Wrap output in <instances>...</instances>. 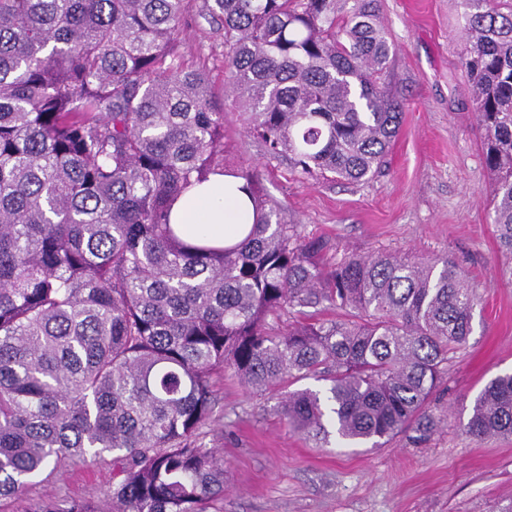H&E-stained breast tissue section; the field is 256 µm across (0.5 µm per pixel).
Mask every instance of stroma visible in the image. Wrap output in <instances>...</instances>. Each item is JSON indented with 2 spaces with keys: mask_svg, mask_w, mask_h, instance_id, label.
I'll use <instances>...</instances> for the list:
<instances>
[{
  "mask_svg": "<svg viewBox=\"0 0 512 512\" xmlns=\"http://www.w3.org/2000/svg\"><path fill=\"white\" fill-rule=\"evenodd\" d=\"M201 6L190 2L181 51L188 63L205 65L224 112L225 166L259 170L281 223L327 242L331 254L445 256L480 296L473 333L449 360L433 402L442 422L420 444L400 435L382 448L316 447L289 429L274 398L225 375L215 405L224 428L203 437L223 452L224 512H497L512 499V437L477 439L464 426L481 389L512 372V282L502 274L507 260L490 219L456 0H381L393 44L391 85L404 110L385 168L353 184L305 178L246 135L225 84L222 39ZM111 484L109 462L65 463L29 494L100 497Z\"/></svg>",
  "mask_w": 512,
  "mask_h": 512,
  "instance_id": "35a3bbf8",
  "label": "stroma"
}]
</instances>
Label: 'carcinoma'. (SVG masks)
<instances>
[{
  "label": "carcinoma",
  "mask_w": 512,
  "mask_h": 512,
  "mask_svg": "<svg viewBox=\"0 0 512 512\" xmlns=\"http://www.w3.org/2000/svg\"><path fill=\"white\" fill-rule=\"evenodd\" d=\"M462 66L512 257V0H458ZM190 0H0V499L58 465L111 457L102 500L24 512H210L218 449L201 442L229 371L317 447L426 441L476 287L448 257L336 260L239 173L261 214L222 249L184 243L171 202L224 171V112L180 51ZM247 133L312 179L386 163L402 103L379 0H203ZM325 306L334 319L307 309ZM283 315L303 320L279 328ZM322 389L283 391L303 379ZM512 436V373L464 425Z\"/></svg>",
  "instance_id": "carcinoma-1"
}]
</instances>
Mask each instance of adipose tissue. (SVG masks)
Returning <instances> with one entry per match:
<instances>
[{"instance_id":"adipose-tissue-1","label":"adipose tissue","mask_w":512,"mask_h":512,"mask_svg":"<svg viewBox=\"0 0 512 512\" xmlns=\"http://www.w3.org/2000/svg\"><path fill=\"white\" fill-rule=\"evenodd\" d=\"M255 221L246 181L229 173L211 174L207 182L192 186L174 201L170 211V222L181 240L194 246L236 244Z\"/></svg>"}]
</instances>
